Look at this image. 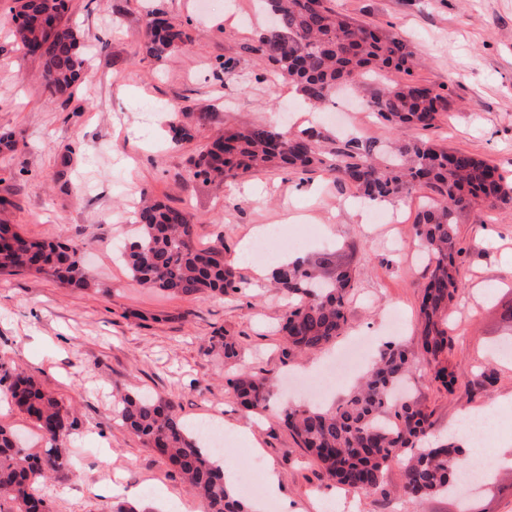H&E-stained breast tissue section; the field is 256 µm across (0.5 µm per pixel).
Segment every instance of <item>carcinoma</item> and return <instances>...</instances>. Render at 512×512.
<instances>
[{
    "label": "carcinoma",
    "mask_w": 512,
    "mask_h": 512,
    "mask_svg": "<svg viewBox=\"0 0 512 512\" xmlns=\"http://www.w3.org/2000/svg\"><path fill=\"white\" fill-rule=\"evenodd\" d=\"M273 16L251 53L267 59L274 72L294 84L314 106L336 97V90L374 72L402 73L378 91L369 107L391 130L435 127L448 111V97L411 79L419 65L401 38L354 20L328 6V0H263ZM16 42L26 51L40 48L41 77L49 96L71 99L87 71V46L65 19L67 0H15ZM145 53L161 59L188 45L189 34L172 21L146 23ZM383 148L361 137L338 140L313 127L297 134L255 124L226 128L205 143L193 159L192 176L223 185L229 179L256 175L270 168L308 171L323 168L353 185L371 200L401 198L416 188L434 197L417 215L415 234L429 257L422 289L418 350L435 363L433 379L454 391V373L443 364L452 347L448 310L462 278L456 258L463 252L456 224L474 208L496 209L512 203V179L489 161L469 152L447 149L425 139L396 137L382 161ZM135 241L126 262L137 283L173 296L222 295L243 283L224 258V245L199 250L193 244L189 215L161 202L138 212ZM86 242L38 241L11 224H0V275L28 270L62 286L89 285L82 257ZM273 280L295 301L280 322L288 356L320 350L336 341L348 323L354 278L336 254L323 253L279 267ZM415 353L388 343L365 378L330 409L286 405L280 418L295 443L309 453L325 476L351 489L379 490L389 465H400L405 493L415 501L449 494L458 485L459 461L465 450L453 442L421 447L430 427L429 414L396 388L410 377ZM10 401L41 432L45 446L32 454L14 431L0 426V512H50L34 484L40 478L71 473L63 439L76 419L71 411L34 378L3 370ZM236 398L250 411L270 407L273 379L244 372L232 381ZM116 415L160 459L190 485L204 512H250L248 504L228 490L224 471L210 449L200 445L183 423L171 399L126 396Z\"/></svg>",
    "instance_id": "carcinoma-1"
}]
</instances>
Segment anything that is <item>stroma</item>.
<instances>
[{"label":"stroma","instance_id":"obj_1","mask_svg":"<svg viewBox=\"0 0 512 512\" xmlns=\"http://www.w3.org/2000/svg\"><path fill=\"white\" fill-rule=\"evenodd\" d=\"M338 12L401 36L423 64L413 78L444 89L448 110L436 127L405 129L406 137L461 149L512 176V0H330ZM13 0H0V135L20 146L0 155V221L46 240L87 241L92 285L64 288L26 271L0 276V363L19 368L52 392L77 420L67 437L74 465L69 476L38 482L51 512H110L130 503L149 512H181L194 493L141 440L122 427L113 402L146 394L172 399L186 424L220 417L254 427V442L235 440L225 452L237 476L254 456L273 464L277 491L258 500L276 512H512V204L475 208L459 217L464 247L463 286L451 310L447 363L454 392L433 380L416 359L410 397L430 416L431 440L443 442L464 409H488L496 423L485 454L491 476L468 496L421 502L404 492L399 465H391L374 492L346 490L329 481L280 422L285 404L332 405L314 390L291 394L280 386L276 409L252 414L233 395L243 372L283 377L322 371L342 347L360 336L375 346L391 339L411 344L418 329L421 287L427 274L415 238L424 190L385 201L391 224L351 214L359 198L349 184L316 170L271 169L219 187L193 178L189 158L227 127L311 126L313 113L294 86L274 78L268 61L247 52L265 27L256 0H69L70 22L94 52L88 73L68 101L50 100L36 61L13 38ZM162 13L192 37L190 46L162 60L143 52L150 13ZM236 62L237 78L217 64ZM381 80L355 83L350 122L362 136L386 143L391 133L364 109ZM210 113L191 142L173 145L172 113ZM185 210L194 244L223 243L225 258L244 280L241 292L171 297L136 283L116 251L128 247L143 196ZM280 225L285 242L306 239L312 257L326 251L347 258L355 273L349 327L335 346L289 360L277 326L287 300L270 278L241 257L259 226ZM400 312L404 329L391 335L386 321ZM224 336L236 358L213 347ZM120 483L124 494L111 492Z\"/></svg>","mask_w":512,"mask_h":512}]
</instances>
